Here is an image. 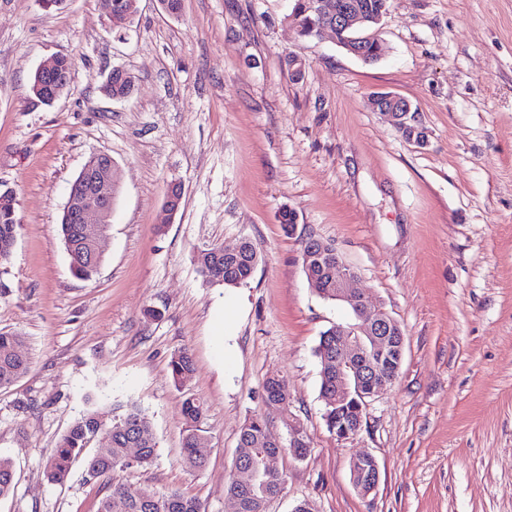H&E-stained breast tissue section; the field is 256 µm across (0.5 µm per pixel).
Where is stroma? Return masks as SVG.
<instances>
[{
    "label": "stroma",
    "instance_id": "35a3bbf8",
    "mask_svg": "<svg viewBox=\"0 0 512 512\" xmlns=\"http://www.w3.org/2000/svg\"><path fill=\"white\" fill-rule=\"evenodd\" d=\"M292 0H182L172 17L137 0L112 26L104 0H0V191L19 226L0 266V331L27 338L30 366L0 389V457L15 469L0 512H97L104 491L75 464L49 484L44 463L86 410L111 417L137 404L152 420V466L117 473L131 491L177 489L206 512H231L226 487L244 421L271 437L302 430V460L267 512L305 499L317 512H512V0H390L365 63L334 35L303 39ZM75 66L53 104L30 91L49 59ZM303 64L291 80L284 61ZM123 69L132 94L102 85ZM410 101L427 141L406 140L370 95ZM112 157L120 190L103 262L75 277L58 222L94 154ZM183 204L158 219L170 184ZM297 211L293 231L279 213ZM322 238L353 267L358 290L401 325L405 353L360 431L329 432L315 355L321 332L352 322L321 297L300 249ZM248 237L261 256L236 288L205 281L197 247ZM232 337L219 354V322ZM194 372L176 387L174 353ZM288 383L287 410L267 407L270 375ZM206 408L211 450L182 463V396ZM374 456L380 482L361 496L351 457Z\"/></svg>",
    "mask_w": 512,
    "mask_h": 512
}]
</instances>
